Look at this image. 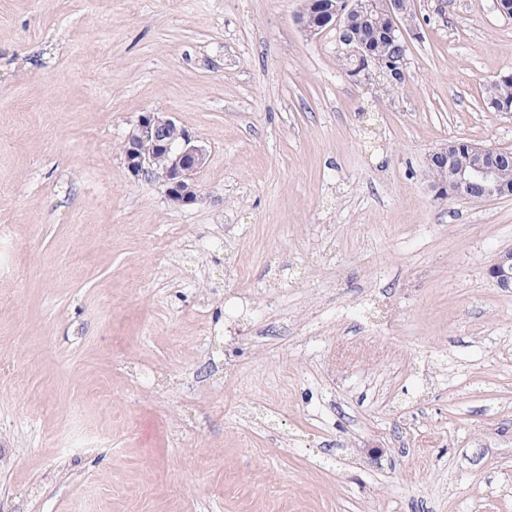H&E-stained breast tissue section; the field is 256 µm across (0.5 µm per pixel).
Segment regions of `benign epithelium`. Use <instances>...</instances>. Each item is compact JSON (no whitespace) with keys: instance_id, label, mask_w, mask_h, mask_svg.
I'll list each match as a JSON object with an SVG mask.
<instances>
[{"instance_id":"7a95c632","label":"benign epithelium","mask_w":512,"mask_h":512,"mask_svg":"<svg viewBox=\"0 0 512 512\" xmlns=\"http://www.w3.org/2000/svg\"><path fill=\"white\" fill-rule=\"evenodd\" d=\"M372 9L371 0H359L357 6L348 10H338L334 5L325 8L319 25L303 13L297 15V22L310 35L336 26L346 52L360 59L361 68L354 70L352 77L366 79L373 70L382 72V64L352 44L349 33L354 17L362 14L372 19L382 29V36L393 42L407 41V35L417 29L419 21L410 0H386L385 15L374 19L371 18ZM123 152L131 176L161 183L169 201L187 206L199 200L196 175L207 163L208 152L172 117L163 112L140 115L126 137ZM505 154L504 150L473 141L464 158L458 159L454 143L441 147L429 156V160L439 164L444 172L443 183L434 186L436 196L472 201L511 197L512 183L502 169ZM487 275L497 287L512 290V248L494 257Z\"/></svg>"}]
</instances>
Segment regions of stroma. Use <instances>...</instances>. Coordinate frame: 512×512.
I'll list each match as a JSON object with an SVG mask.
<instances>
[{
  "label": "stroma",
  "mask_w": 512,
  "mask_h": 512,
  "mask_svg": "<svg viewBox=\"0 0 512 512\" xmlns=\"http://www.w3.org/2000/svg\"><path fill=\"white\" fill-rule=\"evenodd\" d=\"M303 0H0V512H512V149L496 0H414L405 80L348 77ZM200 200L127 171L137 117ZM485 103L497 112L503 103H512V72L491 83L485 91ZM128 172L137 179L158 181L169 201L178 206L196 203L197 173L208 159L206 147L164 112H145L124 143ZM504 154L511 155L496 147L472 141L464 158L457 159L456 145L448 142V145L433 152L428 158V163L434 161L444 172L443 178L437 165L427 166L432 183L443 179V183L431 185L436 191L435 195L472 201L511 197L512 184L502 169L503 162L507 160ZM487 275L498 288L512 290V248L500 251L487 268Z\"/></svg>",
  "instance_id": "stroma-1"
}]
</instances>
